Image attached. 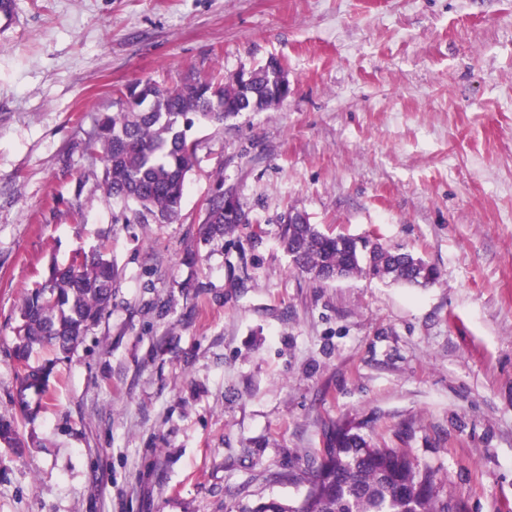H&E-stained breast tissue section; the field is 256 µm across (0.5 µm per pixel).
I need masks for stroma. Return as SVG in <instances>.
Masks as SVG:
<instances>
[{
	"label": "stroma",
	"instance_id": "obj_1",
	"mask_svg": "<svg viewBox=\"0 0 512 512\" xmlns=\"http://www.w3.org/2000/svg\"><path fill=\"white\" fill-rule=\"evenodd\" d=\"M0 30V512H240L301 503L345 420L512 512V0H16ZM277 58L278 108L196 124L178 221L119 220L84 152L135 80ZM246 217L204 240L216 191ZM438 272L317 284L291 210ZM106 246L112 304L17 417L27 290Z\"/></svg>",
	"mask_w": 512,
	"mask_h": 512
}]
</instances>
